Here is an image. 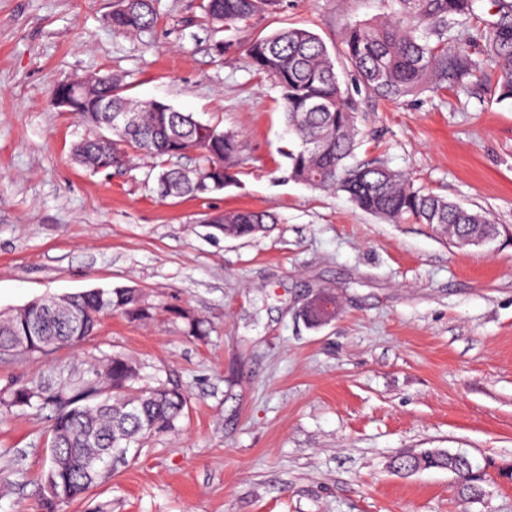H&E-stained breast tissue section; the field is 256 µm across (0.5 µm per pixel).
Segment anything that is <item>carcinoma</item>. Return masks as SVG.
<instances>
[{"mask_svg": "<svg viewBox=\"0 0 512 512\" xmlns=\"http://www.w3.org/2000/svg\"><path fill=\"white\" fill-rule=\"evenodd\" d=\"M280 2L206 0L203 9L216 22L232 26L273 11ZM490 4L497 19L486 26L485 62L498 72L494 92L512 98V0ZM474 16L476 0H390L383 16L342 27V53L371 95L397 101L425 89L438 92L447 87L448 78L461 79L477 67L468 55L448 49L451 31ZM155 24L152 0H118L112 10L117 34L145 32ZM246 54L251 66L280 88L284 119L293 136L286 152L289 178L341 191L361 210L389 222L431 224L455 240L481 241L498 232L487 214L414 186L381 159L350 162L360 144L362 116L315 33L281 28L250 42ZM119 87L114 78L110 87L99 84L93 93L70 97L68 110L81 122L99 130L112 128L110 144L99 134L76 142V162L98 172L125 166L131 150L150 155L159 163L156 180L163 198L203 199L237 183V134L163 102L138 103ZM111 88L116 93L109 94ZM109 96L110 113L102 111ZM126 109L136 115L128 126L118 122ZM188 152L200 158L194 168L170 164ZM275 223L277 217L268 211L238 209L213 216L210 227L228 237L251 238ZM114 313L134 320L150 316L136 288H94L55 303L33 301L0 319V355L76 347L97 331L104 316ZM139 380L137 366L114 355L65 379L31 378L9 386L5 406L53 413L39 512H56L60 503L84 499L102 478L100 463L122 459L129 449L176 430L187 405L185 395L163 383L143 387ZM394 465L446 469L464 481L469 492L478 491L480 475L464 455L436 452L417 460L401 456Z\"/></svg>", "mask_w": 512, "mask_h": 512, "instance_id": "1", "label": "carcinoma"}]
</instances>
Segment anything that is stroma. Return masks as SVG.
Returning a JSON list of instances; mask_svg holds the SVG:
<instances>
[{
	"label": "stroma",
	"instance_id": "35a3bbf8",
	"mask_svg": "<svg viewBox=\"0 0 512 512\" xmlns=\"http://www.w3.org/2000/svg\"><path fill=\"white\" fill-rule=\"evenodd\" d=\"M202 2L153 0L155 26L126 36L108 21L116 0H0V312L133 287L152 313L105 316L75 350L0 357V390L121 354L142 385L187 398L176 433L64 512H512V99L491 93L496 70L394 103L364 92L339 40L381 0H282L229 28ZM286 26L335 58L364 117L357 160L487 213L495 240L460 246L289 179L280 92L245 53ZM105 73L133 100L238 134L237 185L163 199L148 155L98 173L73 160L91 130L53 89ZM242 208L278 222L210 236L207 218ZM322 291L339 311L313 328L301 310ZM50 426L49 411L0 407V512H33ZM425 448L471 458L480 493L445 470L394 469Z\"/></svg>",
	"mask_w": 512,
	"mask_h": 512
}]
</instances>
